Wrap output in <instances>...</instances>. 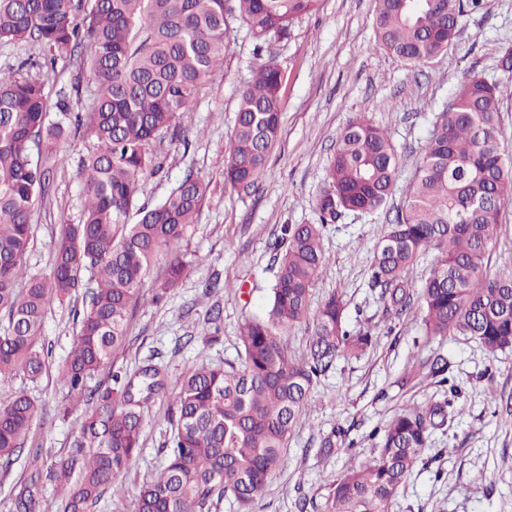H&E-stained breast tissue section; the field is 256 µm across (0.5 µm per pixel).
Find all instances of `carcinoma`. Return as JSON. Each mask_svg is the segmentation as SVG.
<instances>
[{"label": "carcinoma", "mask_w": 512, "mask_h": 512, "mask_svg": "<svg viewBox=\"0 0 512 512\" xmlns=\"http://www.w3.org/2000/svg\"><path fill=\"white\" fill-rule=\"evenodd\" d=\"M482 0H374L375 44L406 65L444 54L456 37V19ZM321 0H0V45L38 48L55 68L86 48L84 64L96 89L91 111H71L67 96L49 119L44 83L23 75L31 59L0 70V386L20 377L32 383L49 368L44 318L94 287L74 310L73 346L58 365L68 393L63 415L81 411L68 453L49 465L26 443L38 414L24 389L0 403V468L22 456L31 469L15 498L16 512H92L107 492L117 493L141 449L145 411L163 389L159 367L89 386L120 350L130 313L154 263L166 259L154 289L158 304L186 274L183 244L206 198L188 171L153 205H137L140 182L162 170L156 151L168 134L181 136V120L195 95L224 64L237 21L261 54L286 39L298 17ZM503 78L466 75L436 118L423 158L371 263V287L401 316L418 308L428 337L461 336L491 356L512 350V275L492 273L486 257L498 237L501 211L512 200V150L501 141L500 104L512 91V49L502 51ZM282 72L260 65L242 91L224 181L247 192L258 186L281 127ZM89 138L80 182L84 207L78 223L59 225L50 242L51 266L27 273L37 199L51 191L63 145ZM399 158L388 133L365 116L353 119L336 142L327 184L316 197L317 224H284L271 245L277 265L264 313L239 327L240 365H202L185 374L173 395L166 460L143 483L136 512H204L213 498L230 497L238 512H255L269 479L288 453L294 431L306 421L311 394L339 357L353 359L372 346L365 330L347 327V303L333 292L316 311L309 296L326 263L324 225L348 213H374L391 198ZM436 252L429 273L411 272L427 250ZM312 325L306 353L288 352L282 337L300 323ZM436 356L429 374L447 376ZM453 400L401 410L383 427L373 461L342 473L321 512H392L432 434L451 423ZM347 430L324 434L320 453L350 449ZM58 493L57 506L44 491Z\"/></svg>", "instance_id": "obj_1"}]
</instances>
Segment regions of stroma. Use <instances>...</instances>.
Segmentation results:
<instances>
[{
	"label": "stroma",
	"instance_id": "35a3bbf8",
	"mask_svg": "<svg viewBox=\"0 0 512 512\" xmlns=\"http://www.w3.org/2000/svg\"><path fill=\"white\" fill-rule=\"evenodd\" d=\"M373 14L374 0H322L319 11L296 19L288 38L272 44L271 55L284 77L281 129L254 192L245 194L224 182L239 94L260 63L244 25L235 29L223 68L199 91L184 128L185 142H163L164 170L143 180L139 202L161 201L189 169L206 185V200L184 245L192 261L187 275L156 305L150 297L164 267L151 270L143 288L145 300L129 319L125 347L94 377L105 383L112 373L155 364L163 372L165 388L145 414L142 449L122 492L105 493L93 512H134L142 484L164 463L179 379L202 365L237 360L239 326L262 312L275 280L269 245L281 225L317 223L314 202L326 185L336 139L359 112L390 135L400 175L390 209L350 213L325 225L327 261L310 304L316 308L329 294H343L349 327L370 331L373 345L359 359L336 361L321 377L309 418L297 428L257 512H296L295 503L303 497L322 504L333 480L376 456L372 431L403 408L447 399L461 413L447 430L432 435L392 512H512V416L506 413L512 406V350L491 357L460 337L427 339L418 313L395 316L370 285L374 248L393 206L402 202L410 186L436 114L468 72L500 76L499 54L512 46V0H482L478 11L461 18L453 47L420 66L405 65L376 46ZM28 76L44 83L49 103L66 92L73 111H89L94 84L90 71L78 63L53 73L32 69ZM91 147L82 138L66 146L49 197L34 206L29 273H48L53 233L79 219L78 172ZM214 277L222 288L205 297L204 285ZM214 302L223 309V332L220 342L210 345L204 339L205 321ZM44 334L50 362L58 364L74 336L69 307H51ZM438 355L448 361L458 396H450L447 386L428 373ZM29 390L44 411L33 423L28 445L41 449L44 461L51 463L67 453L77 422L57 413L66 391L54 374ZM336 425L347 429L353 447L323 457L320 437Z\"/></svg>",
	"mask_w": 512,
	"mask_h": 512
}]
</instances>
